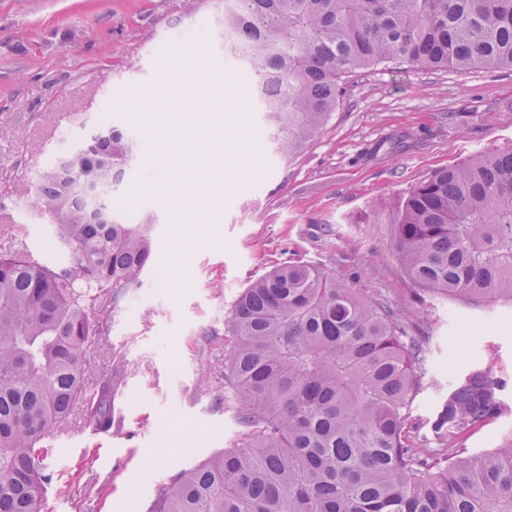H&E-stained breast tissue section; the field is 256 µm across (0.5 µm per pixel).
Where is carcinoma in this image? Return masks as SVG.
I'll return each mask as SVG.
<instances>
[{
	"label": "carcinoma",
	"mask_w": 512,
	"mask_h": 512,
	"mask_svg": "<svg viewBox=\"0 0 512 512\" xmlns=\"http://www.w3.org/2000/svg\"><path fill=\"white\" fill-rule=\"evenodd\" d=\"M224 43L252 68L271 139L292 155L352 73L390 60L512 70V0H224ZM135 150L130 133L103 128L35 186L71 265L0 254V512H43L52 473L40 440L75 406L112 428V380L87 390L86 353L99 331L91 310L139 284L153 256V219L131 224L112 209ZM395 225L419 290L512 306V145L414 186ZM226 333L241 444L171 477L149 512H512V437L473 456L412 444L417 394L426 379L441 384L428 337L409 335L388 306L295 261L242 290ZM502 389L467 367L430 431L463 442L502 413Z\"/></svg>",
	"instance_id": "1"
}]
</instances>
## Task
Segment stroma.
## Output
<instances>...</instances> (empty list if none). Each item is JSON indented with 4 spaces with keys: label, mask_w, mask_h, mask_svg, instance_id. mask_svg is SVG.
<instances>
[{
    "label": "stroma",
    "mask_w": 512,
    "mask_h": 512,
    "mask_svg": "<svg viewBox=\"0 0 512 512\" xmlns=\"http://www.w3.org/2000/svg\"><path fill=\"white\" fill-rule=\"evenodd\" d=\"M224 0H0V225L21 224L48 264L55 231L32 192L49 165L43 143L86 139L102 125L139 146L119 197L129 221L154 219V253L138 287L99 314L87 353L89 387L119 374L111 432L74 409L48 449L66 484H51L44 512H147L171 475L237 445V403L224 377L225 322L242 288L272 266L302 260L389 306L410 334L429 339L440 382L471 362L505 380L504 410L469 434L470 455L512 434V307L423 294L394 247L397 203L435 171L512 144V71L423 70L384 62L349 81L336 111L297 155L276 151L253 101L252 69L224 47ZM218 79L229 138L227 184L210 224L179 238L148 189L146 120L135 96L181 87L192 57ZM178 265L177 283L162 269Z\"/></svg>",
    "instance_id": "1"
}]
</instances>
